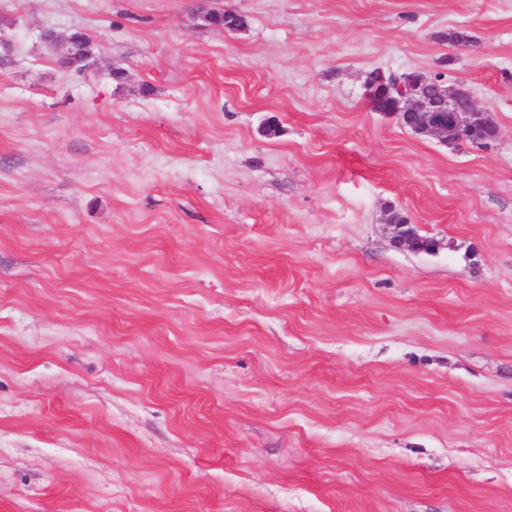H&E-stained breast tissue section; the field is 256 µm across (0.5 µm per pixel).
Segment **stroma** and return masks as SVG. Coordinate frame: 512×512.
<instances>
[{"label": "stroma", "mask_w": 512, "mask_h": 512, "mask_svg": "<svg viewBox=\"0 0 512 512\" xmlns=\"http://www.w3.org/2000/svg\"><path fill=\"white\" fill-rule=\"evenodd\" d=\"M0 512H512V0H0ZM392 81L396 92L391 88ZM364 97L376 111L395 114L401 122L408 119L416 133L444 143L464 141L455 139V134L476 128L493 131L495 139L498 136V128L488 113L477 108L461 84L449 86L419 72L386 76L377 71L366 81ZM438 112H448L449 125L437 119ZM495 139H485L482 143Z\"/></svg>", "instance_id": "1"}]
</instances>
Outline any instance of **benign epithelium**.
Segmentation results:
<instances>
[{
	"label": "benign epithelium",
	"mask_w": 512,
	"mask_h": 512,
	"mask_svg": "<svg viewBox=\"0 0 512 512\" xmlns=\"http://www.w3.org/2000/svg\"><path fill=\"white\" fill-rule=\"evenodd\" d=\"M364 97L378 112L407 119L416 133L441 142H457L455 134L482 128L498 132L488 113L479 110L461 85L450 86L419 72L388 75L377 71L365 83ZM398 244L418 250L411 224H396Z\"/></svg>",
	"instance_id": "obj_1"
}]
</instances>
